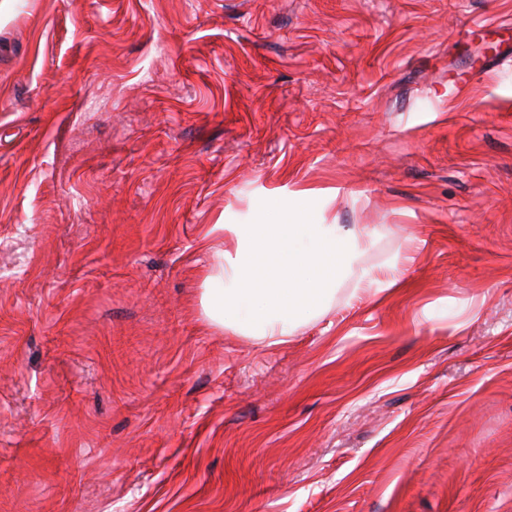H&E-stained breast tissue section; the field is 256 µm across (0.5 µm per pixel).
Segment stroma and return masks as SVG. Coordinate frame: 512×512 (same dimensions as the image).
I'll list each match as a JSON object with an SVG mask.
<instances>
[{"instance_id":"stroma-1","label":"stroma","mask_w":512,"mask_h":512,"mask_svg":"<svg viewBox=\"0 0 512 512\" xmlns=\"http://www.w3.org/2000/svg\"><path fill=\"white\" fill-rule=\"evenodd\" d=\"M505 38L512 0L0 15V512H512ZM300 189L370 279L212 330L201 236Z\"/></svg>"}]
</instances>
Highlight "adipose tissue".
Returning <instances> with one entry per match:
<instances>
[{"label":"adipose tissue","instance_id":"obj_1","mask_svg":"<svg viewBox=\"0 0 512 512\" xmlns=\"http://www.w3.org/2000/svg\"><path fill=\"white\" fill-rule=\"evenodd\" d=\"M314 196L300 190L281 202L284 223L224 225L228 237L202 293L212 327L283 345L304 319L329 305L338 282L368 279L362 263L367 233L307 223L304 204Z\"/></svg>","mask_w":512,"mask_h":512}]
</instances>
